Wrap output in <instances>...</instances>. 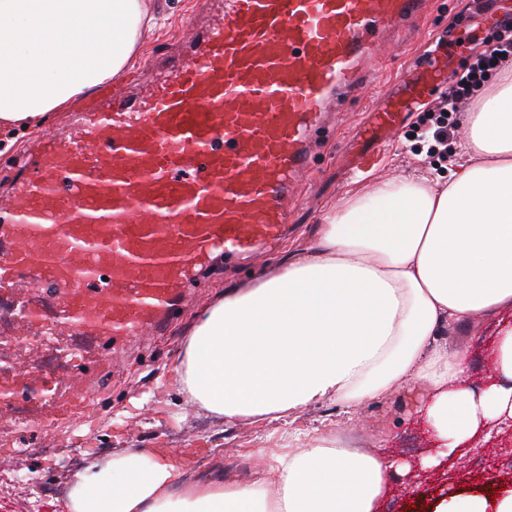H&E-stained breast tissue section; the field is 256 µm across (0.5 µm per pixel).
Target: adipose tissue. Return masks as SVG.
Segmentation results:
<instances>
[{
	"mask_svg": "<svg viewBox=\"0 0 512 512\" xmlns=\"http://www.w3.org/2000/svg\"><path fill=\"white\" fill-rule=\"evenodd\" d=\"M172 15L169 0H0V146L124 77ZM457 156L445 180L355 187L314 248L202 307L176 367L187 404L219 423L285 425L311 405L347 412L419 386L426 468L512 422V76L469 113ZM477 315L499 320L479 392L468 349L446 337ZM268 468L271 496L260 479L187 483L163 449L126 448L74 475L63 512H378L391 472L411 466L292 438Z\"/></svg>",
	"mask_w": 512,
	"mask_h": 512,
	"instance_id": "obj_1",
	"label": "adipose tissue"
}]
</instances>
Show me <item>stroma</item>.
Instances as JSON below:
<instances>
[{
  "instance_id": "35a3bbf8",
  "label": "stroma",
  "mask_w": 512,
  "mask_h": 512,
  "mask_svg": "<svg viewBox=\"0 0 512 512\" xmlns=\"http://www.w3.org/2000/svg\"><path fill=\"white\" fill-rule=\"evenodd\" d=\"M200 9V0H184L174 28L146 44L142 64H165L175 41L185 33L189 17ZM489 9L499 17L512 15V0H429L420 22L403 29L397 43L382 45L376 78L347 100L313 151L312 175L298 190L287 246L274 247L258 262L217 259L214 269L191 288L165 327L126 345L111 371L102 375L91 400L93 411L82 419L80 430L63 427L47 446L36 428L14 431L12 454L0 456V512H28L25 489L13 481L17 473L32 477L42 489L40 512H60L68 477L88 461L108 459L121 448L169 449L193 481L221 476L228 481L249 482L255 473L265 470L270 453L282 445L281 427L276 423L228 426L188 407L173 376L183 339L203 304L226 284H250L259 275L273 273L285 250L302 251L311 246L315 224L343 201L355 182L396 181L427 172L448 176L465 135L463 114L456 115V124L448 134V158L429 154L428 142L420 137L422 130L434 125L433 110L448 90L444 84L407 114L399 136L383 147L373 167L349 171L340 154L375 104L393 92L396 77L422 48H430L454 68L468 64L471 55L483 51L493 32L484 21ZM492 329L489 320H467L448 334L450 342L469 348L470 383L478 390L492 374L485 358ZM91 344L84 336L55 337L57 359L51 363L28 357L10 344L0 346V354L9 357L16 369L50 370L65 376L70 368L64 351ZM421 394L418 387L395 388L347 414L329 402L309 406L297 414L290 428L306 445L356 433L362 438L364 451L412 463L409 476L392 475L390 491L381 500L379 512H435L439 502L451 494L488 498L500 490H511V427L492 431L486 439L477 438L460 457L441 466L421 468V459L432 451L430 435L417 414Z\"/></svg>"
}]
</instances>
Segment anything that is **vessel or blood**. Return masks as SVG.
<instances>
[{
    "mask_svg": "<svg viewBox=\"0 0 512 512\" xmlns=\"http://www.w3.org/2000/svg\"><path fill=\"white\" fill-rule=\"evenodd\" d=\"M426 0H209L188 60L143 95L103 89L65 136L42 140L0 206V299L32 282L58 307L28 328L105 341L111 354L171 317L215 253L256 256L288 231L326 113L373 76L384 34ZM394 102H378L358 145L364 169L408 106L445 81L431 56ZM66 393L46 372L33 416L44 438L83 416L99 368L71 360Z\"/></svg>",
    "mask_w": 512,
    "mask_h": 512,
    "instance_id": "obj_1",
    "label": "vessel or blood"
}]
</instances>
